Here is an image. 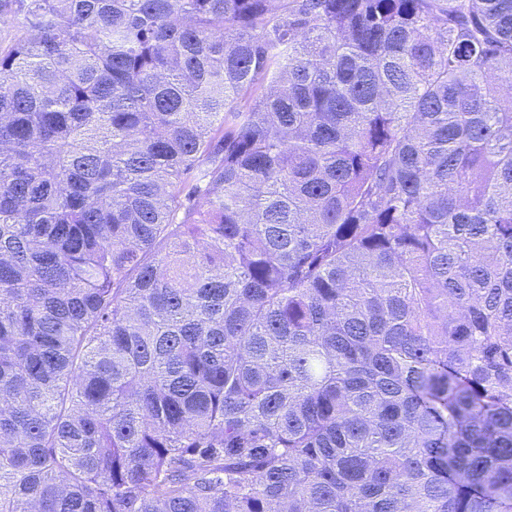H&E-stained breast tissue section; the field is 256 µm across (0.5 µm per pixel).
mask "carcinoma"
Segmentation results:
<instances>
[{"mask_svg":"<svg viewBox=\"0 0 512 512\" xmlns=\"http://www.w3.org/2000/svg\"><path fill=\"white\" fill-rule=\"evenodd\" d=\"M0 512H512V0H12Z\"/></svg>","mask_w":512,"mask_h":512,"instance_id":"obj_1","label":"carcinoma"}]
</instances>
